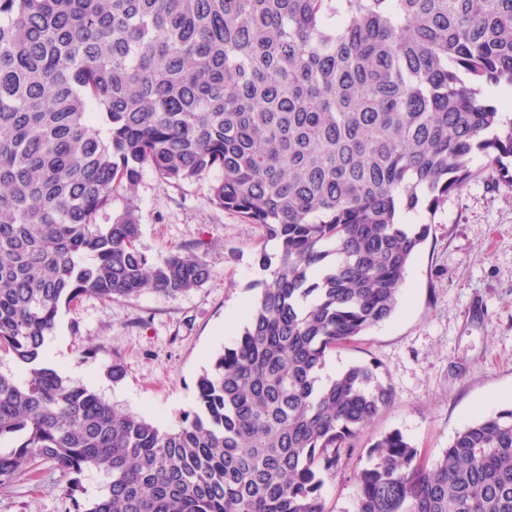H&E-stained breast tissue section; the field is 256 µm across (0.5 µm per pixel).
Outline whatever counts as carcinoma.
<instances>
[{
  "label": "carcinoma",
  "mask_w": 512,
  "mask_h": 512,
  "mask_svg": "<svg viewBox=\"0 0 512 512\" xmlns=\"http://www.w3.org/2000/svg\"><path fill=\"white\" fill-rule=\"evenodd\" d=\"M512 0H0V487L45 464L109 478L83 512H326L323 476L392 401L374 362L326 354L388 320L437 210L480 154L512 186ZM213 171L210 202L279 244L247 322L172 431L41 363L61 302L184 293L127 209L144 168ZM357 512H512V409L431 463L393 431L355 466Z\"/></svg>",
  "instance_id": "carcinoma-1"
}]
</instances>
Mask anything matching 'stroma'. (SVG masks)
Here are the masks:
<instances>
[{
    "label": "stroma",
    "mask_w": 512,
    "mask_h": 512,
    "mask_svg": "<svg viewBox=\"0 0 512 512\" xmlns=\"http://www.w3.org/2000/svg\"><path fill=\"white\" fill-rule=\"evenodd\" d=\"M472 170L465 188L435 214L403 215V222L432 230L408 267L395 314L326 357L328 375L377 362L393 392L356 438L350 460L326 478L327 512H356L354 465L380 435L401 432L433 459L473 420L512 407V189L482 157ZM209 184L166 185L143 169L135 192L115 195L97 222L134 208L142 250L160 259L182 249L207 264L212 278L176 296L150 292L109 303L87 297L60 307L42 351L62 377L164 429L178 428L194 408L199 376L242 329L269 281L257 251L278 249L262 226L211 204ZM116 357L127 368L118 383L107 373ZM74 480L81 489L72 496ZM105 482L92 468L73 475L49 465L37 479L0 487V512H75Z\"/></svg>",
    "instance_id": "1"
}]
</instances>
